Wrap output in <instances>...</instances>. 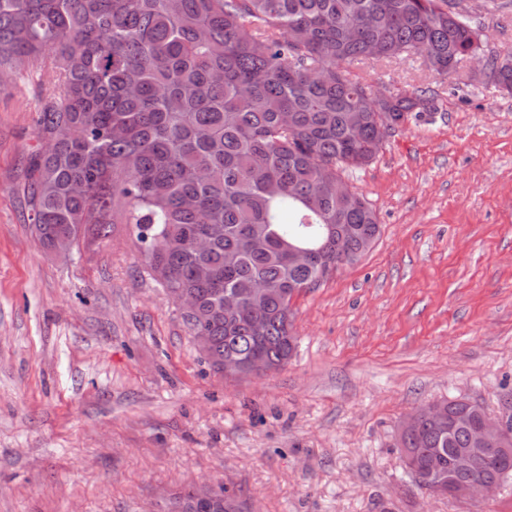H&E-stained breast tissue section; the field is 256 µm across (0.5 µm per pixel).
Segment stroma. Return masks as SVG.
I'll return each mask as SVG.
<instances>
[{
	"mask_svg": "<svg viewBox=\"0 0 512 512\" xmlns=\"http://www.w3.org/2000/svg\"><path fill=\"white\" fill-rule=\"evenodd\" d=\"M353 73L435 109L347 174L381 235L293 299L292 358L248 378L202 362L123 221L98 248H42L22 187L57 68L0 77V512H163L205 481L248 512H512V483L418 490L397 446L429 402L512 401V95L470 62L456 79L416 57ZM499 487L498 483L488 484L485 482H472L465 487L457 488L448 483V490L443 489L440 485H430L425 488L430 493L438 495H448L455 498L476 499L491 495Z\"/></svg>",
	"mask_w": 512,
	"mask_h": 512,
	"instance_id": "1",
	"label": "stroma"
}]
</instances>
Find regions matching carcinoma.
<instances>
[{
    "label": "carcinoma",
    "instance_id": "carcinoma-1",
    "mask_svg": "<svg viewBox=\"0 0 512 512\" xmlns=\"http://www.w3.org/2000/svg\"><path fill=\"white\" fill-rule=\"evenodd\" d=\"M505 7L481 0H0V73L54 52L60 60L38 117L43 142L27 160L32 234L47 250L112 237L122 209L142 270L193 297L189 329L208 336L201 356L215 374L224 357L256 355L279 369L296 346L292 299L317 287V265L288 262L290 243L325 247L337 266L377 240L375 211L339 195L349 169L371 163L389 134L434 110L428 91L375 89L351 68L417 56L437 76L484 55L485 21ZM512 93V52L486 59ZM207 239L199 253L195 237ZM271 285L261 293L256 284ZM246 312L224 310V293ZM266 321L254 334L250 322ZM443 421L418 419L401 437L417 478L455 483L512 479L479 453L480 421L465 400L440 402ZM224 484L176 494L181 512H226Z\"/></svg>",
    "mask_w": 512,
    "mask_h": 512
}]
</instances>
